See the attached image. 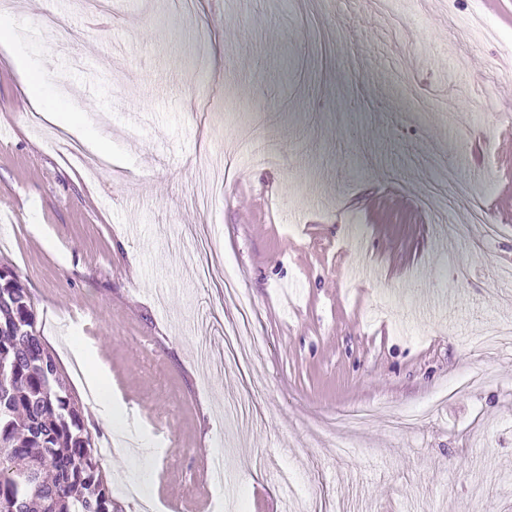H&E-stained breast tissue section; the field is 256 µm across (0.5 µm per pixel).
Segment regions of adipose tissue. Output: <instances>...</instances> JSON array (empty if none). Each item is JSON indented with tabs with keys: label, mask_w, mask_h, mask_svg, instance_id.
Masks as SVG:
<instances>
[{
	"label": "adipose tissue",
	"mask_w": 512,
	"mask_h": 512,
	"mask_svg": "<svg viewBox=\"0 0 512 512\" xmlns=\"http://www.w3.org/2000/svg\"><path fill=\"white\" fill-rule=\"evenodd\" d=\"M19 44L20 38L16 29L9 21L1 19L0 47L8 50L13 65L23 73L22 92L31 107L39 111L47 122L62 130H71V105L56 101L53 85L46 80L43 71L32 68L28 59L20 53Z\"/></svg>",
	"instance_id": "1"
}]
</instances>
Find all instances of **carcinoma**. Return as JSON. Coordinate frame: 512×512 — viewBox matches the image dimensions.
I'll return each instance as SVG.
<instances>
[{
	"label": "carcinoma",
	"instance_id": "cac0c4a2",
	"mask_svg": "<svg viewBox=\"0 0 512 512\" xmlns=\"http://www.w3.org/2000/svg\"><path fill=\"white\" fill-rule=\"evenodd\" d=\"M97 454L29 288L0 264V512H112Z\"/></svg>",
	"mask_w": 512,
	"mask_h": 512
}]
</instances>
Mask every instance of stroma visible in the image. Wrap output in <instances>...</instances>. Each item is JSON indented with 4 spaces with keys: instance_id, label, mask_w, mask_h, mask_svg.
<instances>
[{
    "instance_id": "35a3bbf8",
    "label": "stroma",
    "mask_w": 512,
    "mask_h": 512,
    "mask_svg": "<svg viewBox=\"0 0 512 512\" xmlns=\"http://www.w3.org/2000/svg\"><path fill=\"white\" fill-rule=\"evenodd\" d=\"M92 171L27 117L0 48V263L84 401L101 464L160 512H512V23L483 0H0ZM500 33L483 37L480 21ZM234 155L208 207L196 186ZM440 156L491 245L420 194ZM232 265L253 312L224 295ZM110 373L111 427L71 353ZM481 382L434 406L460 375ZM430 408L404 427L395 417ZM372 414L359 427L344 417ZM222 456L224 481L197 464ZM290 471L297 492L280 479Z\"/></svg>"
}]
</instances>
